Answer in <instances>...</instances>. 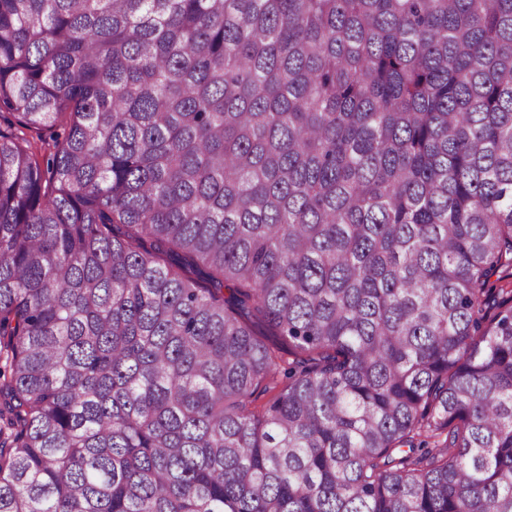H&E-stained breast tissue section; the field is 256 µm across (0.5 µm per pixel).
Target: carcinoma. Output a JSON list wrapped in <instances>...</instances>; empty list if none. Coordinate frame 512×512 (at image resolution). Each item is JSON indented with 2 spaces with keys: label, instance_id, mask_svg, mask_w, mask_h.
Instances as JSON below:
<instances>
[{
  "label": "carcinoma",
  "instance_id": "carcinoma-1",
  "mask_svg": "<svg viewBox=\"0 0 512 512\" xmlns=\"http://www.w3.org/2000/svg\"><path fill=\"white\" fill-rule=\"evenodd\" d=\"M0 112V512H512V0H0Z\"/></svg>",
  "mask_w": 512,
  "mask_h": 512
}]
</instances>
